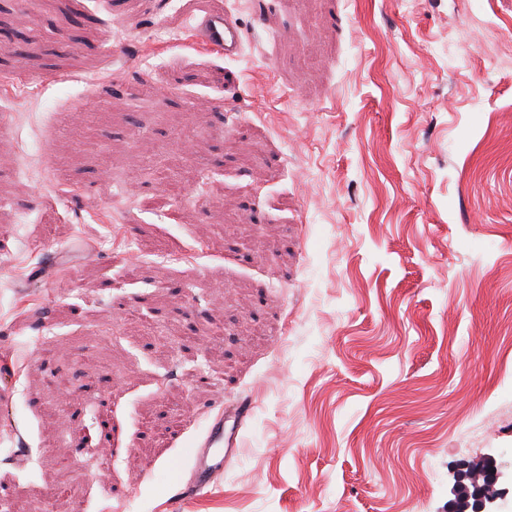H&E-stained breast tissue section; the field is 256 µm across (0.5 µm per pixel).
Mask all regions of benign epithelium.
Segmentation results:
<instances>
[{
	"label": "benign epithelium",
	"instance_id": "benign-epithelium-1",
	"mask_svg": "<svg viewBox=\"0 0 512 512\" xmlns=\"http://www.w3.org/2000/svg\"><path fill=\"white\" fill-rule=\"evenodd\" d=\"M486 477L489 488L477 486L466 498L448 504V512H512V461L489 454Z\"/></svg>",
	"mask_w": 512,
	"mask_h": 512
}]
</instances>
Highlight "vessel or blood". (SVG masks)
<instances>
[{"label": "vessel or blood", "mask_w": 512, "mask_h": 512, "mask_svg": "<svg viewBox=\"0 0 512 512\" xmlns=\"http://www.w3.org/2000/svg\"><path fill=\"white\" fill-rule=\"evenodd\" d=\"M193 32L200 45L219 48L225 56L238 55L241 50V30L229 15L205 14L198 19ZM252 407L249 401L225 405L209 422L202 444L189 453L196 490H203L223 478L225 459L240 451V432Z\"/></svg>", "instance_id": "b4317fda"}]
</instances>
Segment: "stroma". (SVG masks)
Wrapping results in <instances>:
<instances>
[{
    "instance_id": "35a3bbf8",
    "label": "stroma",
    "mask_w": 512,
    "mask_h": 512,
    "mask_svg": "<svg viewBox=\"0 0 512 512\" xmlns=\"http://www.w3.org/2000/svg\"><path fill=\"white\" fill-rule=\"evenodd\" d=\"M225 11L233 58L190 40ZM1 31L8 512H448L512 452V0H0ZM252 407L251 401L225 405L209 422L202 444L198 448L190 449L193 487L196 490L201 491L224 477V458H230L239 453L240 432L245 420L251 414ZM228 421H232V424L227 430L226 422Z\"/></svg>"
}]
</instances>
